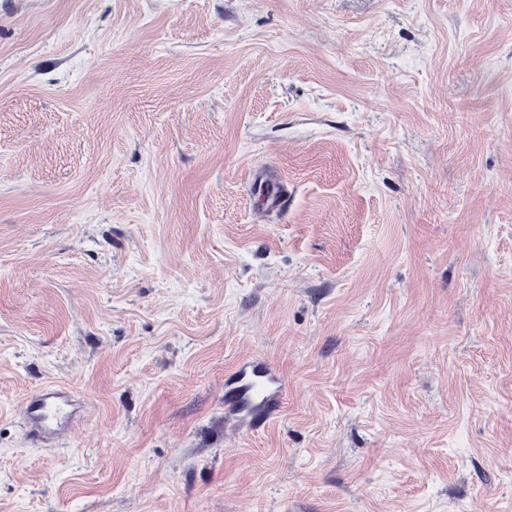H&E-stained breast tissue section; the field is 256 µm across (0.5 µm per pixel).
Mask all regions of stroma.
<instances>
[{"instance_id":"obj_1","label":"stroma","mask_w":512,"mask_h":512,"mask_svg":"<svg viewBox=\"0 0 512 512\" xmlns=\"http://www.w3.org/2000/svg\"><path fill=\"white\" fill-rule=\"evenodd\" d=\"M0 512H512V0H0ZM225 408L240 429L256 431L277 413L283 391L279 376L261 359L242 365L226 384ZM79 412L67 389L56 386L45 388L30 399L23 407V413L31 428L44 434L67 435Z\"/></svg>"}]
</instances>
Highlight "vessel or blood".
I'll use <instances>...</instances> for the list:
<instances>
[{
	"mask_svg": "<svg viewBox=\"0 0 512 512\" xmlns=\"http://www.w3.org/2000/svg\"><path fill=\"white\" fill-rule=\"evenodd\" d=\"M283 395L279 376L260 359L242 365L226 384L225 408L239 428L255 431L277 413ZM79 412L62 387L50 386L30 399L23 413L31 428L45 434L67 435Z\"/></svg>",
	"mask_w": 512,
	"mask_h": 512,
	"instance_id": "obj_1",
	"label": "vessel or blood"
}]
</instances>
